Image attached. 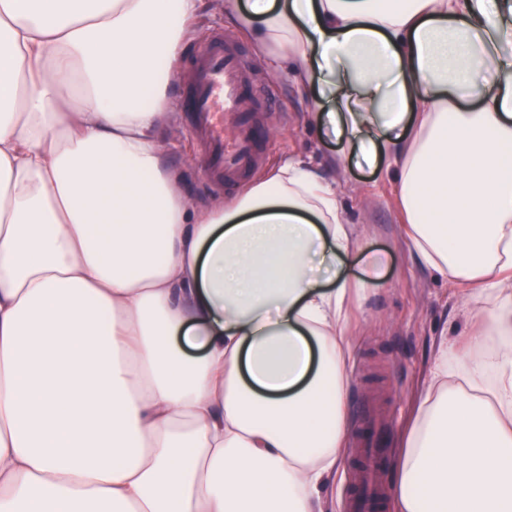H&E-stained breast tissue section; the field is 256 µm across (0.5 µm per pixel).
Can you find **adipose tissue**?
<instances>
[{
  "label": "adipose tissue",
  "instance_id": "ef3b65f1",
  "mask_svg": "<svg viewBox=\"0 0 512 512\" xmlns=\"http://www.w3.org/2000/svg\"><path fill=\"white\" fill-rule=\"evenodd\" d=\"M202 0H0V512H324L350 423L335 179L193 211L162 148ZM476 290L400 440L396 512H512V0H221Z\"/></svg>",
  "mask_w": 512,
  "mask_h": 512
}]
</instances>
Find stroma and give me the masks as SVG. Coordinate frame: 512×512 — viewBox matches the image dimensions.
<instances>
[{"label":"stroma","instance_id":"stroma-1","mask_svg":"<svg viewBox=\"0 0 512 512\" xmlns=\"http://www.w3.org/2000/svg\"><path fill=\"white\" fill-rule=\"evenodd\" d=\"M196 27L198 36L178 59L176 77L168 87L178 123L165 149L166 162L182 173L185 194L192 205L218 198L233 202L259 171L268 170L281 159H311L319 165L324 155L342 148V141L327 124L310 120L315 91H299L287 72L272 73L252 40L242 33L238 41L256 73L257 92L270 95L272 111L287 114L288 121L259 140V169L248 171L224 192H210L200 174L192 123L189 113L181 109V97L191 72L189 63L198 49L212 34L234 31L235 26L217 8L216 0H203ZM345 177L350 183L343 194L345 215L363 228L361 263L352 268V276H363L366 263L375 255L388 259L381 277L369 283L352 318L354 347L347 369L350 434H367L375 414L384 415L389 444L383 474L389 483L401 428L426 381L437 341L445 336L466 350L471 338L458 293L438 273L418 262L399 236L391 185L352 159L346 163Z\"/></svg>","mask_w":512,"mask_h":512}]
</instances>
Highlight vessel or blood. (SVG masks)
I'll use <instances>...</instances> for the list:
<instances>
[{
  "label": "vessel or blood",
  "mask_w": 512,
  "mask_h": 512,
  "mask_svg": "<svg viewBox=\"0 0 512 512\" xmlns=\"http://www.w3.org/2000/svg\"><path fill=\"white\" fill-rule=\"evenodd\" d=\"M252 76L244 66L235 36H215L194 61L183 108L194 118V133L203 146L209 187L216 192L238 178L256 162L252 146L254 115L259 104L250 100ZM238 116L233 136L224 134V116ZM354 453L361 464L353 473L358 491L348 503L349 512H366L372 499L382 497L380 456L356 441Z\"/></svg>",
  "instance_id": "obj_1"
}]
</instances>
